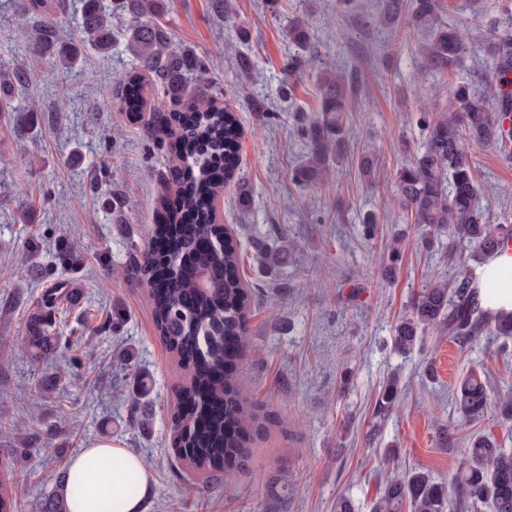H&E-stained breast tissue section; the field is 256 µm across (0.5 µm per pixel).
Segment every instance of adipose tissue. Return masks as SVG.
Returning a JSON list of instances; mask_svg holds the SVG:
<instances>
[{
	"mask_svg": "<svg viewBox=\"0 0 512 512\" xmlns=\"http://www.w3.org/2000/svg\"><path fill=\"white\" fill-rule=\"evenodd\" d=\"M126 471L138 476L136 493L124 488L121 475ZM61 493L67 512H145L155 484L141 456L105 441L71 458Z\"/></svg>",
	"mask_w": 512,
	"mask_h": 512,
	"instance_id": "1",
	"label": "adipose tissue"
}]
</instances>
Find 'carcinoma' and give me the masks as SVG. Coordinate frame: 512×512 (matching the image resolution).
Masks as SVG:
<instances>
[{
  "label": "carcinoma",
  "instance_id": "cac0c4a2",
  "mask_svg": "<svg viewBox=\"0 0 512 512\" xmlns=\"http://www.w3.org/2000/svg\"><path fill=\"white\" fill-rule=\"evenodd\" d=\"M82 22L79 45L59 43L65 0L49 4L30 0L25 11L31 23L29 55H51L67 73L81 60L82 50L99 54L112 50L116 40L136 60L139 70L122 82L125 111L133 121L142 117L143 75L151 77L157 101L182 106L164 125L146 124L152 144L166 149L177 161L169 171L177 187L178 204L194 223L176 216L167 233L176 245L165 255V279H153L156 261L150 249L131 247L128 274L151 288L156 329L179 359L192 365L183 388L184 402L177 412L183 448L179 458L199 471L229 475L242 468L250 441V400L238 388L235 373L249 349L248 313L253 295L242 272V250L233 236L217 224L215 201L221 192V173L237 167L240 128L236 115L219 105L221 87L209 77L207 56L173 42L162 21L169 0H80ZM383 19L403 32L427 33L423 46L428 72L442 74L456 67L464 45L459 29L440 17V0H386ZM485 46L493 60L490 93H478L467 83L454 86L448 100L418 113L423 131L422 149L397 173L399 200L410 216L408 223L423 235L446 234L448 247L472 246L476 261L495 256V246L512 240V226L489 223L478 205L480 175L472 148L492 145L512 162V98L501 90L512 87V22H503L485 6ZM309 19L288 18V40L314 54ZM33 74L28 61L0 60V112H17L23 122L33 107L13 105L16 87ZM320 97V115L302 119L299 137L306 152L292 169L293 182L303 190L320 185L346 156L345 131L349 108L346 84L328 66L314 70ZM404 234H393L387 247V266L402 260ZM512 279L499 265L482 268L479 277L463 272L451 282L425 286L406 317L395 326V347L402 354L414 350L428 330L446 332L464 343L482 332L512 338ZM23 346L36 358L51 355L58 336L51 319H32ZM397 376L389 377L375 402L373 415L386 416L398 400ZM492 396L484 380L470 371L455 396L456 409L468 420L491 408ZM13 470L0 466V512H19L13 494ZM482 503L489 512H512V452L496 441L472 439L467 456L444 487L420 470L388 481L373 512H446L464 501Z\"/></svg>",
  "mask_w": 512,
  "mask_h": 512
}]
</instances>
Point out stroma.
<instances>
[{"mask_svg":"<svg viewBox=\"0 0 512 512\" xmlns=\"http://www.w3.org/2000/svg\"><path fill=\"white\" fill-rule=\"evenodd\" d=\"M443 20L464 37L461 63L446 74L424 71V39L384 23L383 0H288L272 15L269 0H231L219 16L212 0H172L165 21L175 44L207 54L223 103L241 125L239 164L245 188L229 180L217 198L220 223L233 227L242 272L256 304L249 315L251 349L237 371L254 397L249 460L230 476L182 464L172 447L171 412L188 382L161 341L146 284L125 276L131 245L151 244L176 187L162 176L170 156L154 149L121 110L120 76L135 63L123 43L108 56L87 52L61 76L44 59L37 79L16 91L40 113L21 126L0 112V462L20 480L23 512L57 486L70 458L109 441L144 458L156 492L146 512H331L337 497L370 512L387 478L417 468L436 481L459 467L470 435L512 450V418L503 407L462 423L453 392L471 369L512 398V339L482 335L457 343L434 331L409 356L394 350V327L423 286L453 280L448 238L422 241L404 221L397 171L423 141L414 116L452 85L489 91L479 12L481 0H443ZM27 0H0V59L25 52L19 20ZM302 14L322 61L336 72L358 71L348 96L347 157L328 184L306 191L290 170L305 149L297 135L314 118L318 90L308 74L289 75L288 18ZM246 27L248 46L236 30ZM249 54L251 73L237 56ZM373 149L376 170L356 168ZM479 204L490 223L512 218V163L491 147L474 148ZM109 178L117 207L102 206L95 182ZM41 186L27 196L28 185ZM250 197L238 202L240 191ZM378 216L377 239L361 235L367 212ZM404 231L398 270L386 272L384 245ZM295 243L271 263L255 242L273 247L277 233ZM70 293L57 308L56 359L34 361L21 347L28 324L49 293ZM145 374L144 426L130 424L132 371ZM397 375L401 392L382 420L372 408Z\"/></svg>","mask_w":512,"mask_h":512,"instance_id":"35a3bbf8","label":"stroma"}]
</instances>
